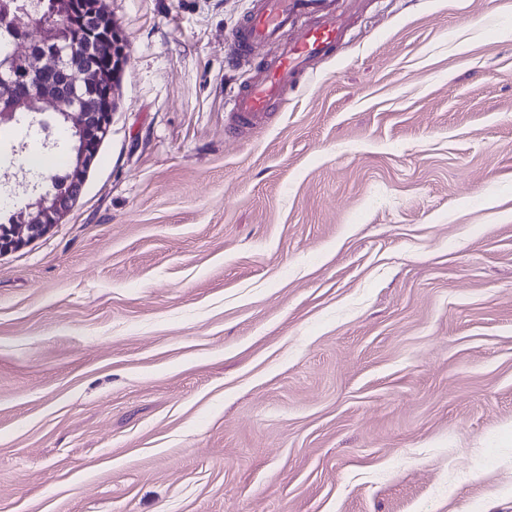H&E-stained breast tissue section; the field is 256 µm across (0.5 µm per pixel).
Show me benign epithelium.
<instances>
[{
  "label": "benign epithelium",
  "instance_id": "benign-epithelium-1",
  "mask_svg": "<svg viewBox=\"0 0 512 512\" xmlns=\"http://www.w3.org/2000/svg\"><path fill=\"white\" fill-rule=\"evenodd\" d=\"M80 8L81 22L92 29L94 38L76 49L62 40L61 27ZM0 10L13 14L17 37L12 50L0 57V100L8 106L0 110V127L22 122L40 123L38 116L50 112L70 126L78 139L72 163V174L66 185L59 187L52 179L30 187L12 184L14 176L5 173L1 185L10 188V195L21 199L17 213L19 223L0 225V256L21 249L43 237L61 223L70 212L85 186L87 174L106 139L116 111L100 112L87 91L102 86L117 91L120 74L126 62V48L111 15L102 0H47L50 21L45 23L27 9L12 12L9 0L0 3ZM40 28V37L28 43L32 27ZM24 74L27 87L37 90L30 99L15 90L16 76Z\"/></svg>",
  "mask_w": 512,
  "mask_h": 512
}]
</instances>
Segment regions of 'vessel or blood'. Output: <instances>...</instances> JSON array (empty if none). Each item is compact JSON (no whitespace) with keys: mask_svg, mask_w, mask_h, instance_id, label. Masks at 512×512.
Here are the masks:
<instances>
[{"mask_svg":"<svg viewBox=\"0 0 512 512\" xmlns=\"http://www.w3.org/2000/svg\"><path fill=\"white\" fill-rule=\"evenodd\" d=\"M288 28L298 29V37L281 41L282 31ZM341 37L334 0H253L234 35L233 54L244 55L267 42L278 43L279 50L234 98L230 108L234 122L246 126L263 123L295 75L311 69Z\"/></svg>","mask_w":512,"mask_h":512,"instance_id":"vessel-or-blood-1","label":"vessel or blood"}]
</instances>
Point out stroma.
Here are the masks:
<instances>
[{
  "instance_id": "1",
  "label": "stroma",
  "mask_w": 512,
  "mask_h": 512,
  "mask_svg": "<svg viewBox=\"0 0 512 512\" xmlns=\"http://www.w3.org/2000/svg\"><path fill=\"white\" fill-rule=\"evenodd\" d=\"M82 195L0 257V512H512V0H340L229 120L251 0H104Z\"/></svg>"
}]
</instances>
